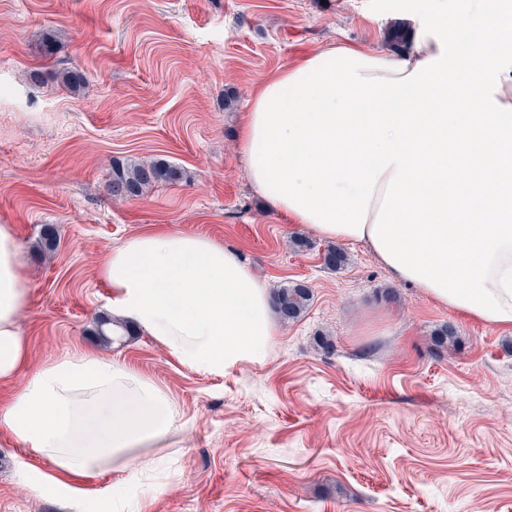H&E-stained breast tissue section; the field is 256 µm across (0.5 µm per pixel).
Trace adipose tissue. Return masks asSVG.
I'll list each match as a JSON object with an SVG mask.
<instances>
[{
    "label": "adipose tissue",
    "mask_w": 512,
    "mask_h": 512,
    "mask_svg": "<svg viewBox=\"0 0 512 512\" xmlns=\"http://www.w3.org/2000/svg\"><path fill=\"white\" fill-rule=\"evenodd\" d=\"M238 138L255 193L320 238L366 243L400 282L512 329V0H424L402 53L338 42L261 82ZM99 274L113 315L183 365L220 376L262 363L276 334L267 286L233 246L175 230L115 244ZM30 283L0 224V380L28 347ZM183 427L177 404L129 365L78 350L33 372L0 428L57 472L33 496L83 495L118 473L135 489L151 449Z\"/></svg>",
    "instance_id": "adipose-tissue-1"
}]
</instances>
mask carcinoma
<instances>
[{"instance_id": "1", "label": "carcinoma", "mask_w": 512, "mask_h": 512, "mask_svg": "<svg viewBox=\"0 0 512 512\" xmlns=\"http://www.w3.org/2000/svg\"><path fill=\"white\" fill-rule=\"evenodd\" d=\"M62 84L75 92L84 89L85 81L81 72L64 69L59 72ZM183 177V172L164 161L113 160L109 190L112 197L126 200L143 196L150 188L160 183L174 182ZM348 263L347 253L339 246H329L324 250V265L339 269ZM312 299L310 289L294 283L278 289L274 294V304L279 315L294 321L308 309Z\"/></svg>"}]
</instances>
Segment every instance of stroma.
I'll use <instances>...</instances> for the list:
<instances>
[{
    "label": "stroma",
    "mask_w": 512,
    "mask_h": 512,
    "mask_svg": "<svg viewBox=\"0 0 512 512\" xmlns=\"http://www.w3.org/2000/svg\"><path fill=\"white\" fill-rule=\"evenodd\" d=\"M407 5L0 0V224L13 226L31 284L19 320L28 358L0 382V406L76 348L156 381L185 426L127 492L129 512H512V331L395 281L365 244L327 269V241L267 210L238 148L239 115L263 78L338 41L386 48L390 26L416 29ZM66 68L88 88L60 85ZM116 159H162L184 177L115 201ZM158 227L238 248L269 289L309 286V308L277 321L265 363L211 376L151 337L97 336L103 255ZM48 228L56 247L43 253ZM446 323L453 350L434 342ZM22 463L54 471L0 429V512H69L28 493Z\"/></svg>",
    "instance_id": "1"
}]
</instances>
